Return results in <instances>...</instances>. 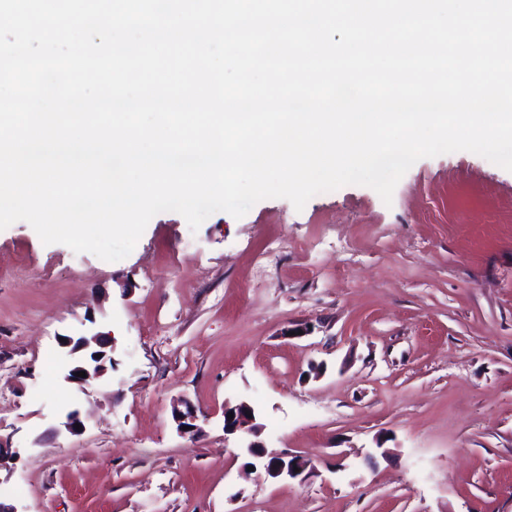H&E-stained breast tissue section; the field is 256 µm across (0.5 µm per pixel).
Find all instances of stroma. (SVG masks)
Segmentation results:
<instances>
[{"instance_id": "stroma-1", "label": "stroma", "mask_w": 512, "mask_h": 512, "mask_svg": "<svg viewBox=\"0 0 512 512\" xmlns=\"http://www.w3.org/2000/svg\"><path fill=\"white\" fill-rule=\"evenodd\" d=\"M96 332L114 367L65 382L58 337ZM182 396L211 415L198 436L176 429ZM241 400L305 478L225 445ZM0 435L18 512H512V172L458 151L418 160L388 205L347 185L195 231L162 212L116 262L0 230Z\"/></svg>"}]
</instances>
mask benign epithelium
Returning a JSON list of instances; mask_svg holds the SVG:
<instances>
[{
	"label": "benign epithelium",
	"mask_w": 512,
	"mask_h": 512,
	"mask_svg": "<svg viewBox=\"0 0 512 512\" xmlns=\"http://www.w3.org/2000/svg\"><path fill=\"white\" fill-rule=\"evenodd\" d=\"M61 346L69 349V353L74 354L79 351H90L89 357L81 363L70 367L64 374V381L83 385L89 380L99 378L104 375L106 367L104 360L106 352L104 348L114 346V340L108 333H96L91 336H71L64 337ZM84 371L87 377H77L75 373ZM234 413V417H228L229 413ZM224 439L235 438L239 447L259 463L274 480L296 479L301 476L307 468L302 459L297 455L290 453L270 450L260 439L262 425L257 422L258 414L255 408L246 401L237 404H224ZM172 418L176 424L177 431L181 434L194 435L199 431L198 421L208 420V417H199L198 411L194 405L187 399L181 400L172 409ZM189 430H184V427Z\"/></svg>",
	"instance_id": "7a95c632"
}]
</instances>
